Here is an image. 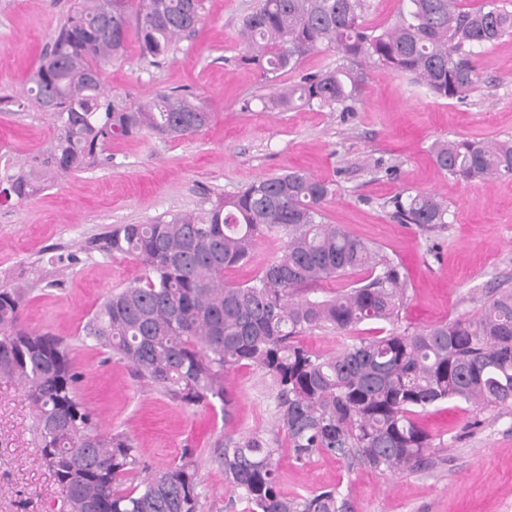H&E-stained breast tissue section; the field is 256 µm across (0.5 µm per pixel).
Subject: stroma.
Segmentation results:
<instances>
[{
  "instance_id": "1",
  "label": "stroma",
  "mask_w": 512,
  "mask_h": 512,
  "mask_svg": "<svg viewBox=\"0 0 512 512\" xmlns=\"http://www.w3.org/2000/svg\"><path fill=\"white\" fill-rule=\"evenodd\" d=\"M71 2L0 0V169L19 167L54 140L52 113L19 112L2 99L26 95ZM257 3L203 0L196 35L180 39L167 59L150 63L132 41L123 61L103 67L105 91L131 104L159 89L197 95L212 113L205 128L172 140L114 139L106 148L111 162L62 175L20 202L0 198V286L29 284L23 327L72 343L82 375L79 400L104 430L126 434L149 466L192 452L204 490L200 512H233L214 450L224 438L272 427L270 379L253 365L227 371L233 406L226 417L218 409L176 405L124 361L82 341L88 317L141 274L130 258L85 251L87 240L116 224L200 214L215 196L301 169L334 189L326 223L378 243L401 263L409 290L398 329L476 318L497 291L512 289V177L462 181L441 172L430 152L438 140L512 138V36L476 49L479 80L462 100L435 97L406 75L372 66L352 111L266 112L261 97L292 77L269 81L239 60L240 19ZM416 193L447 204V224L428 230L403 222L392 201ZM415 420L432 446L421 468L399 473L330 454L301 465L279 435L282 494L334 488L350 512H512V404L446 401ZM61 496L35 448L27 390L2 375L0 512H55Z\"/></svg>"
}]
</instances>
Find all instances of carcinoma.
<instances>
[{
  "label": "carcinoma",
  "instance_id": "1",
  "mask_svg": "<svg viewBox=\"0 0 512 512\" xmlns=\"http://www.w3.org/2000/svg\"><path fill=\"white\" fill-rule=\"evenodd\" d=\"M366 0H260L244 15L240 61L277 78L323 50L336 65L259 101L264 110L298 107L349 112L375 64L408 74L444 99H462L478 81L473 49L512 34L504 0L478 9L461 0H404L395 21L363 24ZM202 0H78L31 78L30 102L52 112L57 134L43 160L6 178L0 196L24 200L57 174L101 164L114 137L148 132L162 139L195 134L211 119L207 104L158 90L133 106L104 92L101 63L125 56L130 30L142 55L158 63L177 36L195 33ZM136 25L130 26V15ZM438 168L463 180L512 176V140H460L432 146ZM331 186L303 170L259 178L218 197L205 215L174 214L151 224H119L92 248L131 258L142 269L113 291L82 327L84 340L119 357L138 377L186 407L228 413L224 373L245 362L270 378L277 429L305 464L330 453L390 472L411 471L431 447L417 410L456 400L512 403V290L474 319L456 318L416 332L355 336L333 356L296 338L315 329L341 332L366 321H398L408 286L397 260L369 240L324 222ZM404 222L446 223L437 196L397 198ZM267 236L284 246L245 284L224 270L246 264ZM367 272L343 293L320 285ZM27 291L0 286V374L19 379L34 409L38 447L62 487L58 512H199L203 490L193 455L151 468L122 433L99 429L77 398L80 372L61 337L23 328ZM276 433L227 438L214 450L224 483L244 512H348L336 490L286 497L278 488ZM139 481L129 488V477Z\"/></svg>",
  "mask_w": 512,
  "mask_h": 512
}]
</instances>
